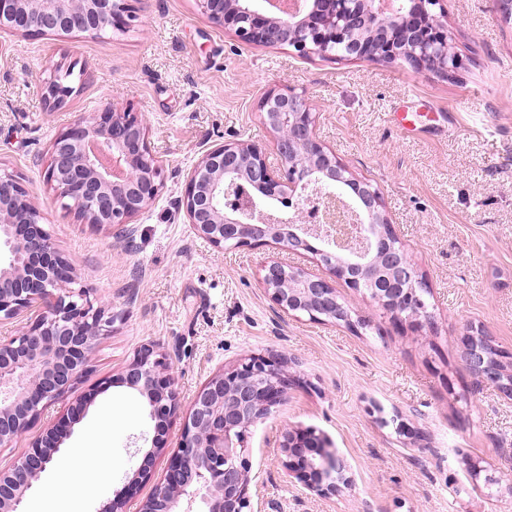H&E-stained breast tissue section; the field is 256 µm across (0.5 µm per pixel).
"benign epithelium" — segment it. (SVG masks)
I'll return each instance as SVG.
<instances>
[{
    "label": "benign epithelium",
    "mask_w": 512,
    "mask_h": 512,
    "mask_svg": "<svg viewBox=\"0 0 512 512\" xmlns=\"http://www.w3.org/2000/svg\"><path fill=\"white\" fill-rule=\"evenodd\" d=\"M200 12L240 41L289 46L297 54L326 55L343 43L354 58L393 64L404 61L419 72L441 67L452 73L460 61L435 9L440 0H195ZM406 11L416 21L433 18L423 32L417 24H396L375 43L364 38L371 21ZM131 20L127 0H0V30L22 36L98 35ZM73 89L45 83L49 108L66 102ZM260 117L273 138L277 165L260 144L234 140L206 150L187 174L180 206L194 233L213 248L256 249L276 244L305 251L327 262L333 252L348 262L329 264L356 292L369 284L372 265L385 273L374 300L391 317L418 329L434 328L432 313L416 292L421 273L396 233L375 234L389 223L381 192L355 178L316 135L317 113L292 88L268 92ZM62 204L85 224L127 237L132 220L159 195L164 160L152 150L146 120L130 108L106 103L79 114L52 140L45 173ZM297 198L288 218L276 202ZM28 191L0 174V320L27 317L16 335L0 341V447L9 448L46 408L73 392L89 372L96 342L112 326L105 309L94 306L76 283L73 267L40 224ZM262 282L277 308L317 323L351 315L333 283L272 261ZM462 359L479 382L496 385L498 369L488 363L476 336L461 337ZM123 383L147 401L155 435L147 455L165 454L162 434L184 417L179 448L168 455L164 477L151 483L152 467L135 471L129 487L153 488L141 512H181L182 498L198 499L202 512H251L249 427L280 404L293 383L278 359L247 355L212 376L181 414L173 369L152 345L142 347L122 371ZM85 410L70 406L11 468L0 471V512H23L25 494L53 465L60 447ZM284 466L307 489L332 495L346 483L328 439L313 430L290 431L283 442Z\"/></svg>",
    "instance_id": "benign-epithelium-1"
}]
</instances>
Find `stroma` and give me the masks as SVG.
Here are the masks:
<instances>
[{
    "instance_id": "obj_1",
    "label": "stroma",
    "mask_w": 512,
    "mask_h": 512,
    "mask_svg": "<svg viewBox=\"0 0 512 512\" xmlns=\"http://www.w3.org/2000/svg\"><path fill=\"white\" fill-rule=\"evenodd\" d=\"M128 3L134 22L100 36L0 32V172L23 184L81 285L114 317L88 377L0 448V468L10 466L60 411L85 401L61 453L97 436L108 457L87 456L85 469L98 487L72 499L48 468L27 492L26 512L48 503L102 512L120 492L127 512H138L142 496L128 484L144 459L136 445L153 437L154 424L119 376L148 343L171 362L185 409L213 374L250 354L282 356L299 377L248 433L255 512H512V496L490 488L512 480V399L476 383L459 345L478 328L512 354V21L499 0H443L462 62L451 81L405 63L246 44L195 0ZM59 63L81 76L51 111L44 86ZM286 87L313 106L319 138L380 189L431 290L437 332L391 322L340 280L336 290L370 317V330L286 315L265 291L262 265L282 259L323 276V264L271 246L216 251L179 212L202 151L234 139L270 145L258 104ZM108 102L143 114L166 166L158 198L122 241L62 208L45 180L55 135ZM403 112L415 132L398 129ZM297 428L330 440L347 487L323 497L289 481L281 444Z\"/></svg>"
}]
</instances>
